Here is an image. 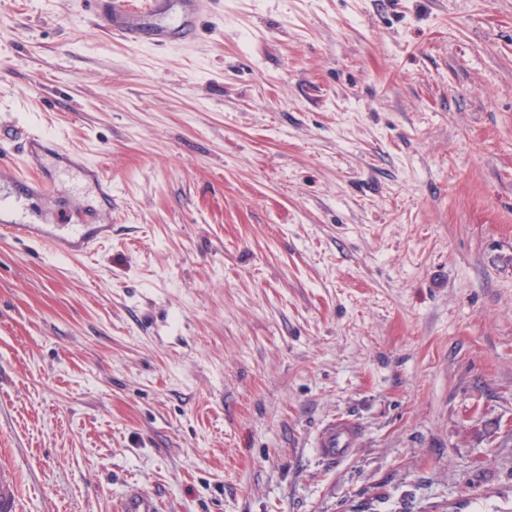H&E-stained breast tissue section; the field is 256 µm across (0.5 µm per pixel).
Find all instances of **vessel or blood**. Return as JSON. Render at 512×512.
<instances>
[{
    "mask_svg": "<svg viewBox=\"0 0 512 512\" xmlns=\"http://www.w3.org/2000/svg\"><path fill=\"white\" fill-rule=\"evenodd\" d=\"M111 29L119 38L136 42L141 37V29L136 21L137 10L131 0H97ZM207 0H180L179 20L182 35H189L191 24L205 7ZM44 138L40 133H28L27 156L30 160L29 175H21L11 164L0 161V180H9L26 188L27 192L40 197L54 194L58 185L56 171L43 167L38 157L43 150ZM0 236L24 241H35L55 253L79 256L109 241L112 227L108 224H21L1 223ZM356 434L355 427L344 420L329 424L321 433L318 446L330 458L344 456L348 444ZM21 497L13 470L0 463V512H20ZM153 497L142 490L127 491L120 501L118 512H156Z\"/></svg>",
    "mask_w": 512,
    "mask_h": 512,
    "instance_id": "vessel-or-blood-1",
    "label": "vessel or blood"
}]
</instances>
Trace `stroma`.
Instances as JSON below:
<instances>
[{"label": "stroma", "mask_w": 512, "mask_h": 512, "mask_svg": "<svg viewBox=\"0 0 512 512\" xmlns=\"http://www.w3.org/2000/svg\"><path fill=\"white\" fill-rule=\"evenodd\" d=\"M63 159L0 238V454L24 512H512V0H213L122 43L0 0V147ZM339 417L343 458L317 437ZM207 0H180L179 25L182 35L187 36L191 31V23L205 7ZM53 151L59 156H64L65 159L68 160L70 166L76 167L78 170H81L87 177L96 181L100 190L105 195H107L112 202V178L107 177L101 167L86 164L82 160L73 162L70 160L69 154L60 153L56 148L53 149ZM21 224L0 221V236L24 241H35L54 253L68 256L84 255L112 238L109 224H98L95 216H90L93 224ZM155 499L140 489L129 490L121 498L118 512H156Z\"/></svg>", "instance_id": "35a3bbf8"}]
</instances>
